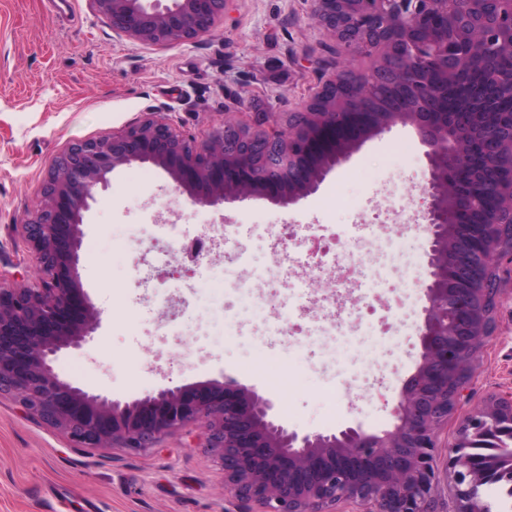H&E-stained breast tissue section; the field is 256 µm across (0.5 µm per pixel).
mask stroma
<instances>
[{"label": "stroma", "mask_w": 512, "mask_h": 512, "mask_svg": "<svg viewBox=\"0 0 512 512\" xmlns=\"http://www.w3.org/2000/svg\"><path fill=\"white\" fill-rule=\"evenodd\" d=\"M313 0H235L211 35L172 46L116 35L90 0H0V277L35 285L41 269L20 235L43 204L54 162L75 143L126 131L156 113L186 139L201 140L238 109L274 113L280 126L303 111L320 80L337 70L366 71L370 60H340L316 23ZM414 129L398 124L367 140L336 166L318 189L281 207L252 198L225 208L202 207L149 163L117 167L83 214L79 279L101 324L80 348L55 362L62 379L131 402L173 383L232 379L274 403L289 429L324 435L349 426L392 427L393 401L420 361L419 329L426 299L414 291L411 321L397 325L383 388L337 386L310 371L316 352L253 351L240 336L208 335L209 316L185 291L184 334L158 337L166 315L158 293L139 286L133 267L151 257L157 214L179 224L186 239L206 223L226 224L248 252L232 275L257 279L270 263L264 252L280 225L296 235L293 254L319 225L342 221L366 205L376 180L391 185L407 214L417 215L428 177ZM210 357L193 358L197 345ZM512 392V282L502 285L495 332L478 355L468 403L437 436L447 455L464 418L493 394ZM224 492L218 457L206 431L166 434L149 451L128 454L74 448L59 430L30 415L13 395L0 394V512H242Z\"/></svg>", "instance_id": "35a3bbf8"}]
</instances>
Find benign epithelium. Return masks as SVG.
<instances>
[{
	"label": "benign epithelium",
	"instance_id": "7a95c632",
	"mask_svg": "<svg viewBox=\"0 0 512 512\" xmlns=\"http://www.w3.org/2000/svg\"><path fill=\"white\" fill-rule=\"evenodd\" d=\"M234 0H91L119 36L152 45L211 33ZM317 23L336 40V54L376 61L346 82L337 76L293 113L288 130L273 122L255 130L239 119L197 143L154 113L119 134L73 144L54 164L41 212L21 225L39 259L35 287L0 283V393L63 432L73 448L145 452L165 434L193 425L224 471V488L261 512H332L341 501L362 512H434L441 481L437 433L468 401L477 357L493 336L501 284L512 281V117L484 114L491 133L481 144L462 129L475 113L441 112L427 88L448 83L488 57L486 77L512 84L494 59L512 56V0H315ZM414 96L391 112L362 110L377 83ZM397 123L411 125L427 147V306L420 362L393 404L395 424L382 433L348 427L309 435L276 423L273 404L234 380L167 385L124 405L60 379L52 363L81 346L100 324L85 298L77 266L83 213L107 175L133 161L163 169L201 206L262 197L288 206L368 139ZM512 441V393L489 397L460 427L448 449L446 478L455 512H483L482 488L507 473V460L471 452L481 435Z\"/></svg>",
	"mask_w": 512,
	"mask_h": 512
}]
</instances>
